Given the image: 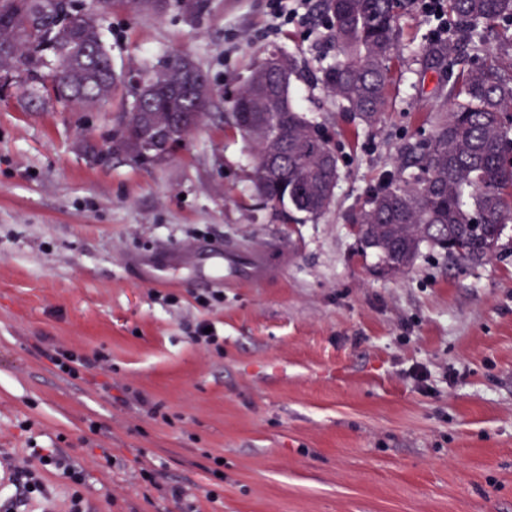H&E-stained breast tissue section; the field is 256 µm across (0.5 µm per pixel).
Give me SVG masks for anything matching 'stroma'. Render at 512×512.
I'll return each instance as SVG.
<instances>
[{"mask_svg": "<svg viewBox=\"0 0 512 512\" xmlns=\"http://www.w3.org/2000/svg\"><path fill=\"white\" fill-rule=\"evenodd\" d=\"M317 4L288 0V21L269 0L106 15L116 71L189 57L218 106L152 165L79 147L117 132L121 98L82 109L16 79L0 93V512L6 461L34 448L84 471L86 512H512V223L480 264L425 243L390 274L351 222L433 133L449 91L425 67L436 22L399 8L369 127L321 81L335 51ZM270 53L295 59L294 103L339 157L330 207L299 224L255 194L254 152L222 118ZM197 244L166 285L141 278L142 258ZM210 248L264 250L274 275L210 283ZM204 322L218 347L193 343ZM53 345L86 358L80 378L43 356ZM44 483L13 512H70L68 480Z\"/></svg>", "mask_w": 512, "mask_h": 512, "instance_id": "obj_1", "label": "stroma"}]
</instances>
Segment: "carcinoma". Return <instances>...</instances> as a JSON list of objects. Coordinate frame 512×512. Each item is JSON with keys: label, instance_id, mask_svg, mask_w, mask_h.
<instances>
[{"label": "carcinoma", "instance_id": "cac0c4a2", "mask_svg": "<svg viewBox=\"0 0 512 512\" xmlns=\"http://www.w3.org/2000/svg\"><path fill=\"white\" fill-rule=\"evenodd\" d=\"M393 0H321L337 58L323 81L346 110L364 124L387 106L390 62L397 51ZM102 9L81 12L74 0H0V79L24 76L55 100L92 108L126 89L131 100L118 117L114 154L146 164L154 137L174 149L214 106L207 79L187 57L167 60L143 83L153 89L149 115L136 112L138 88L112 69L101 16L115 6L162 15L159 0H97ZM448 28L468 35L434 43L427 60L454 78L452 104L434 109V133L420 150H409L404 169L373 190L352 221L360 241L380 251L384 269L408 268L426 242L449 256L480 263L492 256L512 221V63L487 57L455 71L461 49L479 50L484 32L496 31L512 49V0H441ZM55 69L42 73L44 55ZM288 81L265 59L238 91L229 120L255 149L253 187L266 203L317 217L333 201L339 179L335 150L292 104L296 76L292 57L279 55Z\"/></svg>", "mask_w": 512, "mask_h": 512}]
</instances>
